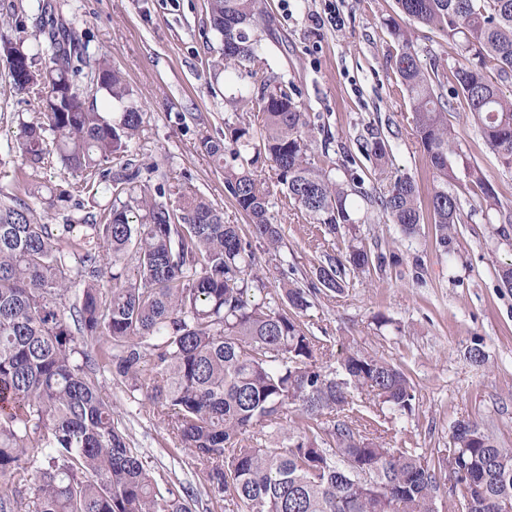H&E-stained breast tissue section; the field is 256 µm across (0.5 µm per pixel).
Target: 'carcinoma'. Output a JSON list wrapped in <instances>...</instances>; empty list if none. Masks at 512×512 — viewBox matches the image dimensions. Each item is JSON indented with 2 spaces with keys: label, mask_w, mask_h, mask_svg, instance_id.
Listing matches in <instances>:
<instances>
[{
  "label": "carcinoma",
  "mask_w": 512,
  "mask_h": 512,
  "mask_svg": "<svg viewBox=\"0 0 512 512\" xmlns=\"http://www.w3.org/2000/svg\"><path fill=\"white\" fill-rule=\"evenodd\" d=\"M412 23L438 30L460 50L449 71L427 72L410 30L390 21L394 66L406 91L412 124L436 185L427 208L415 180L402 175L371 195L363 180L319 168L308 155L311 122L293 84L262 74L259 0H207L222 36L209 68L219 75L248 69L260 90L229 99L248 118L230 131L231 145L205 139L204 151L224 162V191L249 220L224 223L206 198L181 193L177 205L149 191L138 159L142 110L121 72L75 23L53 17L37 0L22 19L0 23L15 38L0 41L4 61L27 68L13 92L37 102L18 116L7 155L21 160L16 191L0 200V512H192L197 492L183 483L160 490L101 395L97 371L143 393L167 417L180 461L195 470L211 503L224 512H435L441 490L464 512H508L512 448L480 425L453 436L439 458L421 448H388L368 436L350 389L373 396L400 416L416 408L410 377L385 358L351 346L342 376L326 369L327 344L303 321L321 286L341 292L349 274L386 266L383 253L351 245L318 263V285L288 287L256 301L257 241L277 255L284 227L269 193L245 167L258 126L263 149L297 208L329 234L359 223L349 196L376 205L407 236L434 225L448 248L462 223L457 153L448 123L460 96L471 122L502 164L512 168V93L484 73L493 62L512 76V0H396ZM449 93H444L445 88ZM360 153L382 170L389 152L374 134ZM120 161L117 169L108 166ZM81 176L64 188L37 179L54 163ZM481 203L498 224H512L497 192L477 167L467 168ZM109 195L111 206L51 222L73 197ZM40 198L37 213L29 200ZM367 473L378 488L367 487Z\"/></svg>",
  "instance_id": "1"
}]
</instances>
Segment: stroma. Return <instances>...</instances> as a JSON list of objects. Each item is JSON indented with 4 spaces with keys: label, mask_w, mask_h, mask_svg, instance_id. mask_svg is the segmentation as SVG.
<instances>
[{
    "label": "stroma",
    "mask_w": 512,
    "mask_h": 512,
    "mask_svg": "<svg viewBox=\"0 0 512 512\" xmlns=\"http://www.w3.org/2000/svg\"><path fill=\"white\" fill-rule=\"evenodd\" d=\"M59 13L87 32L94 46L117 65L143 110V160L155 165L152 184L209 198L228 224L245 215L224 194V165L200 147L202 139L227 136L238 118L228 104L238 90H252L249 73L232 72L213 82L207 62L221 45L210 26L206 0H54ZM267 23L253 35L266 48L264 70L292 83L313 126L311 159L338 168L353 155L365 191L387 185L358 153V145L380 132L388 143L390 173L413 177L420 203L432 192L429 169L411 124L406 92L391 59L398 46L386 22L396 17V0H261ZM424 69H449L455 49L439 31L411 28ZM0 60V158L18 117H31L36 102L10 91ZM458 137L450 164L458 175L452 190L462 212L458 233L440 247L432 225L404 236L362 196L350 201L364 217L356 235H328L293 207L280 205V186L267 157L252 167L275 203L286 230L277 260L260 254L268 290L283 282L306 287L321 255H339L347 241L394 253L385 270L348 276L343 292L311 296L308 329L332 352L350 343L401 366L416 387V409L392 415L386 406L358 396L354 402L383 430L390 448H421L445 455L456 420L477 422L497 443L512 447V290L501 287L497 269L512 260V243L496 233L465 176L479 167L504 207L512 208V169L505 168L463 110L449 113ZM389 173V174H390ZM485 365L468 359L472 347ZM103 396L130 436L159 488L189 479L175 459L166 423L141 392L103 376Z\"/></svg>",
    "instance_id": "stroma-1"
}]
</instances>
